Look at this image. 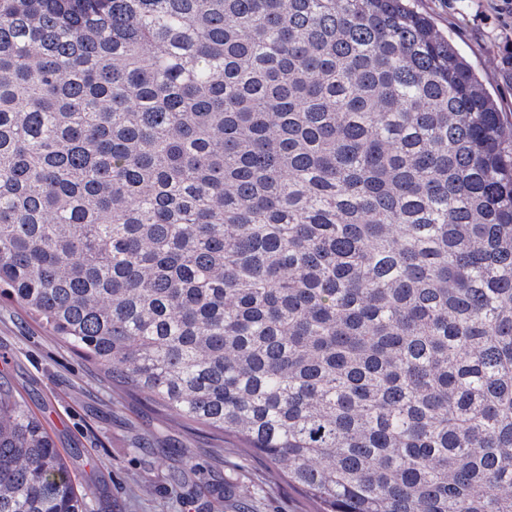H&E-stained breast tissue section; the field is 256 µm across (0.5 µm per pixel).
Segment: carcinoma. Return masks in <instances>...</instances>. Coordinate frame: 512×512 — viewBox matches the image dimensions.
Segmentation results:
<instances>
[{
    "label": "carcinoma",
    "instance_id": "1",
    "mask_svg": "<svg viewBox=\"0 0 512 512\" xmlns=\"http://www.w3.org/2000/svg\"><path fill=\"white\" fill-rule=\"evenodd\" d=\"M318 512H512V141L410 0H0V296ZM0 512H87L0 388Z\"/></svg>",
    "mask_w": 512,
    "mask_h": 512
}]
</instances>
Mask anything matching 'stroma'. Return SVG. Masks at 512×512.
Returning a JSON list of instances; mask_svg holds the SVG:
<instances>
[{"mask_svg":"<svg viewBox=\"0 0 512 512\" xmlns=\"http://www.w3.org/2000/svg\"><path fill=\"white\" fill-rule=\"evenodd\" d=\"M480 75L512 133V47L490 0H413ZM0 386L50 431L89 512H315L267 460L173 421L0 296Z\"/></svg>","mask_w":512,"mask_h":512,"instance_id":"35a3bbf8","label":"stroma"}]
</instances>
